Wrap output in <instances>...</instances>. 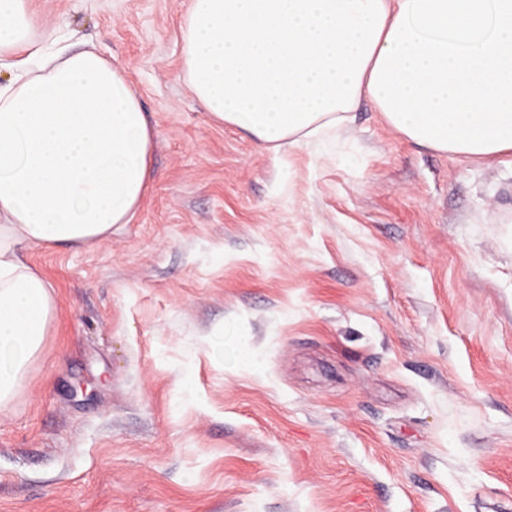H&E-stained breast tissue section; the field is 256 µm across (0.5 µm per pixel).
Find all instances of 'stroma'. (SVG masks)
I'll return each mask as SVG.
<instances>
[{"mask_svg":"<svg viewBox=\"0 0 512 512\" xmlns=\"http://www.w3.org/2000/svg\"><path fill=\"white\" fill-rule=\"evenodd\" d=\"M128 75L154 177L30 247L54 316L0 412V512H512V153L368 101L273 153L200 107L191 0H32Z\"/></svg>","mask_w":512,"mask_h":512,"instance_id":"35a3bbf8","label":"stroma"}]
</instances>
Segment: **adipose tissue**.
I'll use <instances>...</instances> for the list:
<instances>
[{
	"label": "adipose tissue",
	"mask_w": 512,
	"mask_h": 512,
	"mask_svg": "<svg viewBox=\"0 0 512 512\" xmlns=\"http://www.w3.org/2000/svg\"><path fill=\"white\" fill-rule=\"evenodd\" d=\"M41 28L29 0H0V411L54 311L25 251L109 240L151 179L125 73ZM180 41L205 111L268 149L328 136L364 96L419 146L512 153V0H192Z\"/></svg>",
	"instance_id": "adipose-tissue-1"
}]
</instances>
